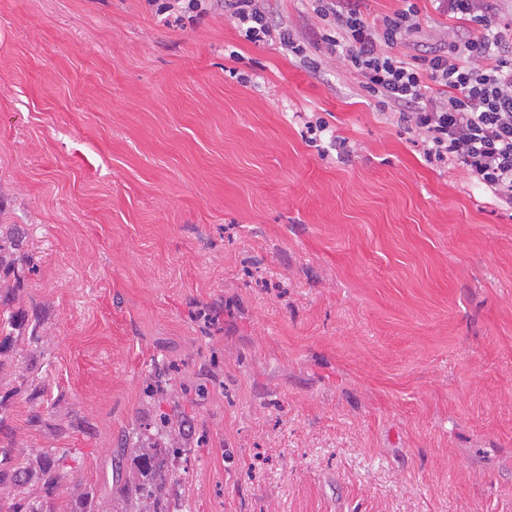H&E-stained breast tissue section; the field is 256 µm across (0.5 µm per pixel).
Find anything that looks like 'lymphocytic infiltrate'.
Masks as SVG:
<instances>
[{"label":"lymphocytic infiltrate","mask_w":512,"mask_h":512,"mask_svg":"<svg viewBox=\"0 0 512 512\" xmlns=\"http://www.w3.org/2000/svg\"><path fill=\"white\" fill-rule=\"evenodd\" d=\"M313 2L331 27L323 41L344 52L363 90L421 140L426 160L460 165L512 205V20L501 19L499 0H435L439 13L463 27L449 43L411 57L398 48L420 29L416 0H400L372 21L363 0ZM224 16L250 42L300 50L263 0H224Z\"/></svg>","instance_id":"1"}]
</instances>
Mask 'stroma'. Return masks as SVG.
<instances>
[{"label":"stroma","mask_w":512,"mask_h":512,"mask_svg":"<svg viewBox=\"0 0 512 512\" xmlns=\"http://www.w3.org/2000/svg\"><path fill=\"white\" fill-rule=\"evenodd\" d=\"M269 7L303 55L222 0H0L5 464L113 512L126 438L182 418L170 512H512V206ZM151 6L155 7L158 15H166V19L175 15L174 23L183 26L184 21H195L198 17L204 16L209 11L210 0H148Z\"/></svg>","instance_id":"1"}]
</instances>
